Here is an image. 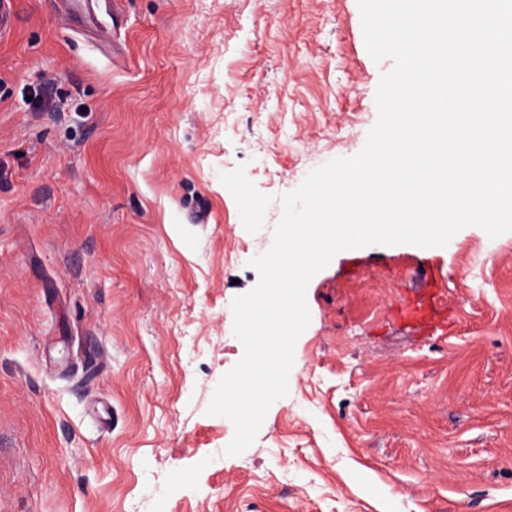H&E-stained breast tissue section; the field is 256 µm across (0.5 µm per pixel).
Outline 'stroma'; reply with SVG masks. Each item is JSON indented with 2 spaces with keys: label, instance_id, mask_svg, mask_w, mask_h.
Segmentation results:
<instances>
[{
  "label": "stroma",
  "instance_id": "obj_1",
  "mask_svg": "<svg viewBox=\"0 0 512 512\" xmlns=\"http://www.w3.org/2000/svg\"><path fill=\"white\" fill-rule=\"evenodd\" d=\"M6 2L0 512H512V233L340 251L254 443L207 413L281 195L377 119L357 0ZM417 273L423 283V290L414 299L404 301L401 312L420 329L434 335L448 325V311L442 304L439 278L433 269H421Z\"/></svg>",
  "mask_w": 512,
  "mask_h": 512
}]
</instances>
